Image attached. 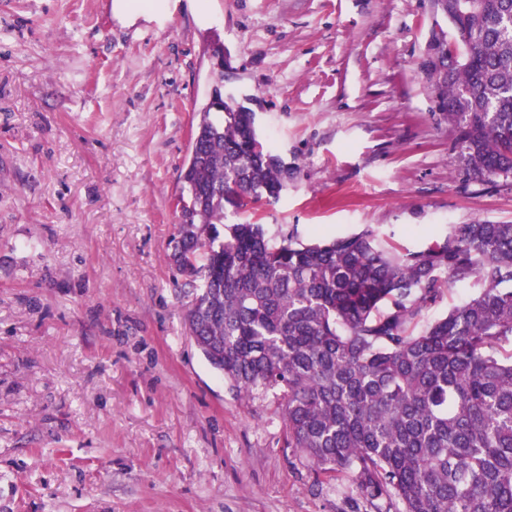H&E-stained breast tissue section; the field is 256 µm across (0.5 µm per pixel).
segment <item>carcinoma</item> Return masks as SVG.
Segmentation results:
<instances>
[{"label":"carcinoma","mask_w":512,"mask_h":512,"mask_svg":"<svg viewBox=\"0 0 512 512\" xmlns=\"http://www.w3.org/2000/svg\"><path fill=\"white\" fill-rule=\"evenodd\" d=\"M467 44L435 82L467 167L512 175V0H475ZM171 255L201 280L191 338L230 387L275 391L286 446L395 512H512V224H451L442 238L388 249L368 226L322 243L227 209L279 200L287 173L251 113L204 108L181 174ZM478 292L415 331L442 289Z\"/></svg>","instance_id":"1"}]
</instances>
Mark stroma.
<instances>
[{"mask_svg":"<svg viewBox=\"0 0 512 512\" xmlns=\"http://www.w3.org/2000/svg\"><path fill=\"white\" fill-rule=\"evenodd\" d=\"M0 0V512H373L283 444L282 399L192 341L170 260L213 87L250 98L292 168L229 214L304 242L418 250L512 223V177L466 167L425 76L434 0ZM114 10L117 15L128 18L144 17L158 20L157 5L147 0H115Z\"/></svg>","mask_w":512,"mask_h":512,"instance_id":"obj_1","label":"stroma"}]
</instances>
